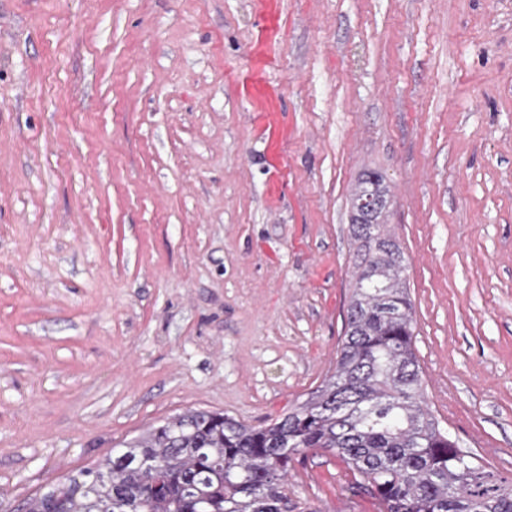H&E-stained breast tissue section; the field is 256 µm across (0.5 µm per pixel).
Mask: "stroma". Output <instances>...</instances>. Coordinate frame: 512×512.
Returning <instances> with one entry per match:
<instances>
[{
  "label": "stroma",
  "mask_w": 512,
  "mask_h": 512,
  "mask_svg": "<svg viewBox=\"0 0 512 512\" xmlns=\"http://www.w3.org/2000/svg\"><path fill=\"white\" fill-rule=\"evenodd\" d=\"M384 173L426 402L512 479V0H0V512L336 365ZM306 512H377L337 457ZM388 192H389V190L385 183V176L380 171H378V170L366 171L363 174L358 187L355 189L354 193L352 194V199L355 197L354 202H353L354 214H357V212L355 210V206L361 196H363L367 193H370V194L380 196L387 201Z\"/></svg>",
  "instance_id": "obj_1"
}]
</instances>
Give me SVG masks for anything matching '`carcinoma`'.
<instances>
[{"instance_id":"carcinoma-1","label":"carcinoma","mask_w":512,"mask_h":512,"mask_svg":"<svg viewBox=\"0 0 512 512\" xmlns=\"http://www.w3.org/2000/svg\"><path fill=\"white\" fill-rule=\"evenodd\" d=\"M387 198L366 171L353 193ZM383 211L353 217L354 286L336 366L307 400L265 426L190 410L120 453L36 492L24 512H295L284 476L328 452L378 512H512V480L459 448L423 401L413 306Z\"/></svg>"}]
</instances>
